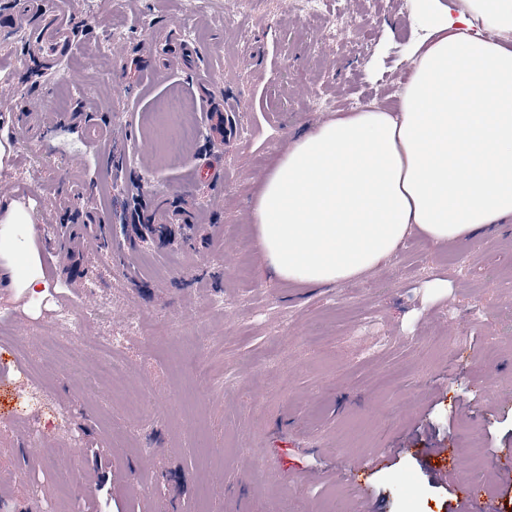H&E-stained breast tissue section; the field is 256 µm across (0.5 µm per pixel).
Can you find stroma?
Instances as JSON below:
<instances>
[{
	"label": "stroma",
	"mask_w": 512,
	"mask_h": 512,
	"mask_svg": "<svg viewBox=\"0 0 512 512\" xmlns=\"http://www.w3.org/2000/svg\"><path fill=\"white\" fill-rule=\"evenodd\" d=\"M52 4L77 35L37 79L27 0H0L17 21L0 33V198L15 205L0 209V512H355L356 469L380 454L365 480L383 512H455L428 449H449L466 484L490 480L512 444V223L445 246L415 236L364 278L313 289L264 275L249 211L293 133L331 118L314 91L393 103L424 36L418 0L369 14L362 0L316 12L265 0L247 29L233 0L189 17L178 0ZM341 16L351 31L327 37ZM175 86L198 124L190 142L155 112ZM25 105L45 128L22 122ZM158 205L197 221L161 234L134 222ZM92 217L111 251L76 248ZM60 308L80 359L41 343ZM199 335L228 382L198 388L182 370ZM108 338L124 366L92 391ZM23 386L44 395L43 438ZM61 416L78 441L54 429ZM94 448L111 471L102 489Z\"/></svg>",
	"instance_id": "35a3bbf8"
}]
</instances>
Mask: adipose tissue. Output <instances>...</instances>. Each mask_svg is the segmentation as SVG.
Segmentation results:
<instances>
[{"instance_id": "1", "label": "adipose tissue", "mask_w": 512, "mask_h": 512, "mask_svg": "<svg viewBox=\"0 0 512 512\" xmlns=\"http://www.w3.org/2000/svg\"><path fill=\"white\" fill-rule=\"evenodd\" d=\"M417 21L396 107L294 134L251 199L270 277L343 284L412 234L444 246L512 222V0H419Z\"/></svg>"}]
</instances>
